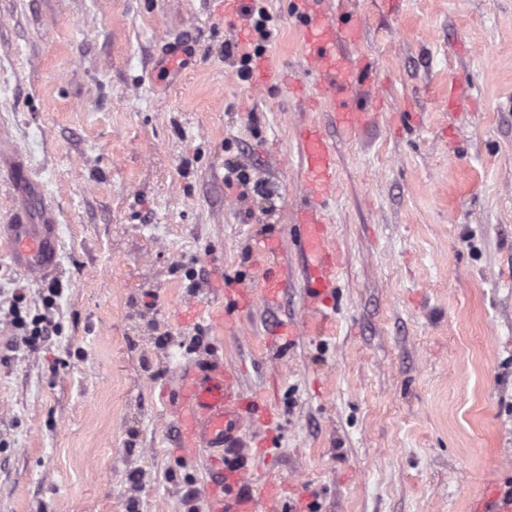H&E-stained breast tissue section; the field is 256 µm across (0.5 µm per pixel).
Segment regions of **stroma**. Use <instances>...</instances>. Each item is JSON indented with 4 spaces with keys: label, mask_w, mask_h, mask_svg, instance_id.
<instances>
[{
    "label": "stroma",
    "mask_w": 512,
    "mask_h": 512,
    "mask_svg": "<svg viewBox=\"0 0 512 512\" xmlns=\"http://www.w3.org/2000/svg\"><path fill=\"white\" fill-rule=\"evenodd\" d=\"M347 11L375 78L350 137L292 0H244L261 31L209 0H0V129L69 229L52 282L0 245V512H211L218 475L174 415L181 370L211 356L277 413L242 431L244 490L278 483L276 512H470L512 487V0ZM236 42L266 81L240 78ZM310 122L336 162L320 315L296 239ZM236 165L249 184L228 186ZM268 243L279 304L232 306ZM18 294L59 328L33 350L5 316Z\"/></svg>",
    "instance_id": "obj_1"
}]
</instances>
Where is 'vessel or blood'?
<instances>
[{"label":"vessel or blood","instance_id":"vessel-or-blood-1","mask_svg":"<svg viewBox=\"0 0 512 512\" xmlns=\"http://www.w3.org/2000/svg\"><path fill=\"white\" fill-rule=\"evenodd\" d=\"M296 15L305 34V60L310 70L323 78L324 96L330 103L336 124L347 133L359 130L369 112L356 92L365 81L364 64L336 52L337 41L354 43L359 27L349 19H334L306 0H297ZM302 153L307 171L305 191L310 203L301 213L302 245L309 260L306 286L312 308L333 300L338 260L329 248L323 221L317 211L319 198L336 182L332 152L318 127L302 133ZM19 196L8 223L0 225V241L7 244L13 265L40 279L57 271V240L50 207L31 190V174L23 155L11 150L0 156ZM271 249L261 248L258 261L265 272L257 292L238 291L241 307L254 300L272 304L278 299L282 282L267 265ZM176 419L186 450L205 449L210 467L217 469L220 481L211 491L213 512H271L280 497L276 484H267L259 495L244 493L242 485L249 470L250 452L239 444L245 404L234 389V376L218 360H209L184 370L179 379ZM473 512H512V497L498 490L476 500Z\"/></svg>","mask_w":512,"mask_h":512}]
</instances>
